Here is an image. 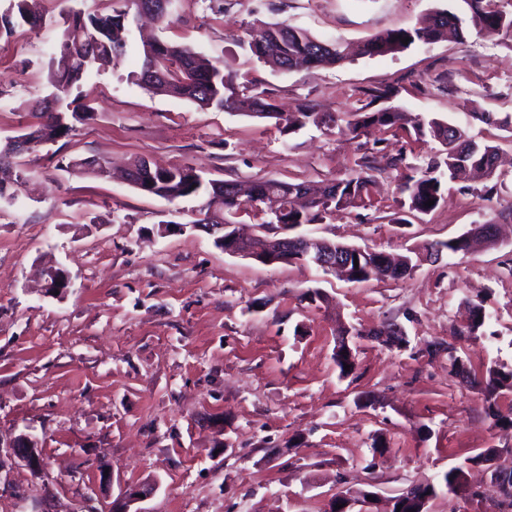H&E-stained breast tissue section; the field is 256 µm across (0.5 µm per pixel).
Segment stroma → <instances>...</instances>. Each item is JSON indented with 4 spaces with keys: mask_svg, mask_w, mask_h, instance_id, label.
Instances as JSON below:
<instances>
[{
    "mask_svg": "<svg viewBox=\"0 0 512 512\" xmlns=\"http://www.w3.org/2000/svg\"><path fill=\"white\" fill-rule=\"evenodd\" d=\"M41 26L0 38V146L35 122L50 92L48 62L60 13L105 12L111 0H38ZM460 0H178L150 36L189 45L225 71L257 81L280 111L303 102L350 112L393 86L412 119L435 117L500 149L494 178L451 182L434 211L395 223L401 154L425 166L440 145L404 134L375 143L323 127L284 134L252 118L156 95L132 78L138 35L124 59L74 93L93 117L68 136L16 157L17 200L0 199V441L36 437L35 475L0 460V512L120 507L128 486L155 485L143 512H328L338 492H373L366 512H388L412 486L435 485L429 512H501L490 469L512 470V390L490 415L479 384L512 369V226L498 246L434 252L472 225L512 209V37L470 33L330 67L281 72L256 60L247 31L287 22L353 45L411 28ZM495 113L498 122L479 120ZM377 168L373 208L344 210L301 234L391 254L412 253L400 279L357 283L315 264L266 265L230 255L194 226L200 201L146 196L119 174H73L63 160L122 169L136 158L188 165L212 180L315 183ZM72 284L46 294L42 264ZM320 293L304 300L307 290ZM482 305L478 337L458 330ZM396 323L403 347L352 337L356 369L341 375V329ZM454 345L463 368L446 351ZM463 467L458 493L443 487Z\"/></svg>",
    "mask_w": 512,
    "mask_h": 512,
    "instance_id": "35a3bbf8",
    "label": "stroma"
}]
</instances>
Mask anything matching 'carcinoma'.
I'll use <instances>...</instances> for the list:
<instances>
[{
  "label": "carcinoma",
  "mask_w": 512,
  "mask_h": 512,
  "mask_svg": "<svg viewBox=\"0 0 512 512\" xmlns=\"http://www.w3.org/2000/svg\"><path fill=\"white\" fill-rule=\"evenodd\" d=\"M117 6L106 14L68 15L64 22L61 39L50 59L49 78L55 92L53 105L35 104L43 122L34 130L23 134L28 148L45 141H55L73 130L74 123L86 120L92 113L89 106L78 99L67 101L74 85L90 77L98 62L117 59L125 53L128 41L123 33L129 30L130 10L150 13L163 20L168 15L170 2L161 0H113ZM464 11L448 9L435 11L420 25L411 29L399 28L380 33L359 48L363 56L387 55L409 48L415 43H431L448 31L462 38L474 28L488 35H512V9H505L506 0H462ZM35 0H18V16L11 13L0 15V37L11 35L17 21L34 24L37 15ZM248 46L257 60L279 71L292 70L299 65L307 67L332 66L347 59L342 43L320 40L306 31L286 22L265 24L250 29ZM410 38L407 43L401 39ZM144 64L139 75L140 83L158 94L170 95L218 110L238 112L258 117L263 113L276 112L275 105L265 91L254 81L240 79L237 74L224 72L219 66L202 61L194 48L149 39L143 42ZM397 90L387 86L370 94L371 102L383 101L386 106L368 112L361 107L341 115L323 114L316 107L304 103L297 112L285 119L281 132L289 133L308 124L338 129L342 135L358 137L364 128L373 127L382 134H395L407 130L406 115L391 104ZM414 136L437 140L444 148V160L433 161L421 170L404 176L401 184L403 199L400 207L410 212L428 214L439 206L448 181H465L473 170L493 175L496 147L473 140H460L457 129L446 122L433 119L413 127ZM356 174L345 179H334L321 185L290 183L275 178H260L244 187L235 181H221L213 185L205 181L191 166L180 165L154 169L153 183L141 193L180 202L191 197L204 196L206 203L219 197L221 219L240 212L255 211L268 216L261 226L271 229L280 224H316L328 211H342L374 206L372 189L375 185L373 167L364 156L358 163ZM67 168L98 178L108 176L104 161L74 158ZM432 200L434 204L426 205ZM490 242L488 236L469 237L465 234L450 239L442 246L451 253H470ZM383 256L377 251L365 250L358 267L352 268L351 282H366L375 275L376 260ZM485 324V313L478 307L472 312L460 333L478 336ZM512 389V370L501 368L488 370L483 389L489 410H494L500 390ZM501 502L512 508V470L504 472L501 481L490 480Z\"/></svg>",
  "instance_id": "1"
}]
</instances>
